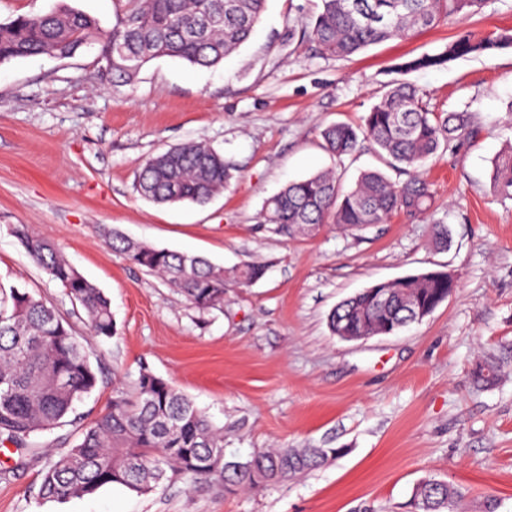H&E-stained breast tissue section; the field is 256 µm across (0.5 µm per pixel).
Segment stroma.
Here are the masks:
<instances>
[{"label": "stroma", "instance_id": "35a3bbf8", "mask_svg": "<svg viewBox=\"0 0 512 512\" xmlns=\"http://www.w3.org/2000/svg\"><path fill=\"white\" fill-rule=\"evenodd\" d=\"M112 27L127 0H0V22L58 3ZM319 0H267L254 35L211 68L162 56L132 80L107 74L98 45L67 58L0 64V289L53 301L73 325L99 381L76 407L104 412L114 389L148 368L224 429V458L264 448H333L320 468L274 487L225 493L177 482L140 495L113 485L40 502L42 462L0 480V512H410L422 481H448L466 512H512V200L491 161L512 144V49L407 73L435 110L469 113L479 134L425 167L434 209L364 230L324 224L286 238L261 221L289 182L335 170L350 188L364 170L404 176L373 148L339 159L322 147L334 123L358 127L395 64L443 49L457 24L421 30L345 60L303 37ZM203 142L232 177L204 205H160L138 194L150 157ZM448 226V243L433 238ZM54 239L110 299L117 332L94 336L29 258L12 229ZM200 255L233 269L264 265L257 283H227L222 307L199 310L129 263L108 232ZM440 270L455 290L394 335L345 341L327 320L342 300L407 274ZM499 380L473 387L479 360Z\"/></svg>", "mask_w": 512, "mask_h": 512}]
</instances>
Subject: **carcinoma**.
<instances>
[{
  "label": "carcinoma",
  "instance_id": "1",
  "mask_svg": "<svg viewBox=\"0 0 512 512\" xmlns=\"http://www.w3.org/2000/svg\"><path fill=\"white\" fill-rule=\"evenodd\" d=\"M319 13L304 34L326 55L346 58L390 39H408L448 20L478 14L487 0H320ZM267 0H128L112 28L99 18L66 7L0 22V63L38 55L66 57L84 45L101 44V55L121 59L112 73L132 79L141 66L168 56L193 66L212 67L249 40ZM512 48V33L477 36L461 30L439 52L395 65L411 71L445 66L469 55H491ZM477 135L464 112H435L419 89L397 80L364 117L361 130L335 123L321 132L323 147L338 158L368 144L391 166L410 173L393 183L378 170L362 172L345 191L332 172L288 183L263 207V223L293 237L322 224L343 229L385 223L403 212L429 211L433 194L420 174L424 162L462 138ZM491 181L502 197L512 198V144L491 161ZM224 157L200 143H187L149 158L137 181L141 197L157 204L207 203L230 179ZM14 234L34 263L61 284L83 310L88 326L101 338L116 332L111 303L85 279L49 238L22 225ZM112 247L132 264L163 277L199 310L224 304L226 280L249 286L265 275V266L248 264L230 271L198 255L172 252L109 235ZM385 288L378 300L374 288ZM456 288L443 271L420 272L384 281L338 304L329 317L331 331L352 336L394 334L418 321L409 308L416 302L435 308ZM497 362L475 364L478 387L494 384ZM98 382L89 354L73 336L57 307L27 291H0V447L20 451L18 464L39 454L35 438L63 427ZM335 448H271L255 452L243 468H224V430L168 381L144 368L129 388L113 392L110 408L87 423L73 443L45 458L38 499L64 502L92 495L109 485L149 494L166 483L185 482L226 492L273 486L321 467ZM463 490L441 480L418 489L415 512H458Z\"/></svg>",
  "mask_w": 512,
  "mask_h": 512
}]
</instances>
